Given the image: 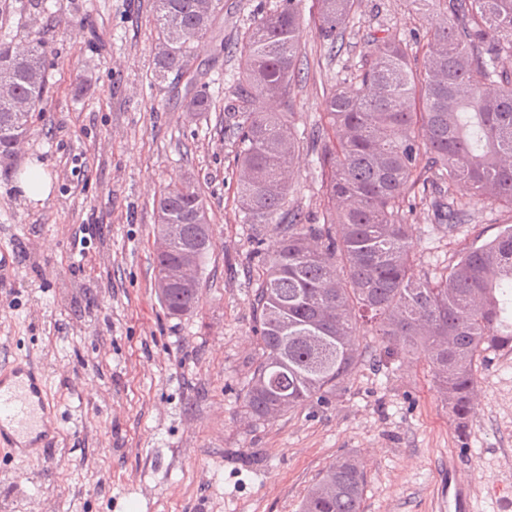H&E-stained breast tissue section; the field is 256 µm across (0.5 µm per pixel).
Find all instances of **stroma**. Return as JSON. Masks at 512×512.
Wrapping results in <instances>:
<instances>
[{
	"instance_id": "35a3bbf8",
	"label": "stroma",
	"mask_w": 512,
	"mask_h": 512,
	"mask_svg": "<svg viewBox=\"0 0 512 512\" xmlns=\"http://www.w3.org/2000/svg\"><path fill=\"white\" fill-rule=\"evenodd\" d=\"M276 0H221L194 45L212 100L191 111L186 83L157 84L154 0H7L0 36L41 39L47 93L17 154L0 160V367L34 363L60 428L48 459L0 445V512H299L337 457L366 471L364 512H439L449 475L469 483L472 512H512V352L477 364L474 417L459 433L423 355L361 365L329 400L255 422L243 413L257 358L251 309L257 251L271 224H246L236 203L237 144L224 108L238 76L239 35ZM295 123L312 133L335 83L358 65L370 35L407 44L424 27L408 0H356L334 48L303 0ZM50 181L34 201L20 174ZM192 179L214 246L197 309L167 315L154 287L153 205ZM290 206L317 222L321 169L305 151ZM447 230L408 213L420 267L438 273L474 238H494L512 212L489 202ZM91 225L85 249L73 246Z\"/></svg>"
}]
</instances>
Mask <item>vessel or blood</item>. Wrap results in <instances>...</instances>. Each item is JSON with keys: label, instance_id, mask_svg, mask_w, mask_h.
Segmentation results:
<instances>
[{"label": "vessel or blood", "instance_id": "obj_1", "mask_svg": "<svg viewBox=\"0 0 512 512\" xmlns=\"http://www.w3.org/2000/svg\"><path fill=\"white\" fill-rule=\"evenodd\" d=\"M59 428L42 373L17 364L0 373V440L9 439L24 454L55 442Z\"/></svg>", "mask_w": 512, "mask_h": 512}]
</instances>
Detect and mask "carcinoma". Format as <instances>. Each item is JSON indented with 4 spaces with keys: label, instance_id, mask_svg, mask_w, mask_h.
<instances>
[{
    "label": "carcinoma",
    "instance_id": "carcinoma-1",
    "mask_svg": "<svg viewBox=\"0 0 512 512\" xmlns=\"http://www.w3.org/2000/svg\"><path fill=\"white\" fill-rule=\"evenodd\" d=\"M425 25L410 46L374 36L361 64L326 96L322 132L312 134L327 199L322 223L288 207L302 146L290 117L299 73L302 0H280L241 34L239 76L227 105L237 141V207L245 224H274L281 237L261 256L252 310L257 360L244 408L268 421L342 390L365 362L359 321L371 323L387 355L422 351L459 432L472 417L475 362L512 351V225L474 242L437 276L419 269L411 200L453 226L470 205L512 211V0H409ZM355 0H315V32L333 47ZM160 41L155 79L192 70L193 45L211 30L195 0H156ZM14 74L27 112L0 100V157L27 132L46 92L44 49L17 56L0 39V69ZM157 224L182 226L155 254V273L213 247L206 203L189 181L166 187ZM200 282L170 285L161 304L192 312ZM366 474L341 457L307 491L301 512H362Z\"/></svg>",
    "mask_w": 512,
    "mask_h": 512
}]
</instances>
